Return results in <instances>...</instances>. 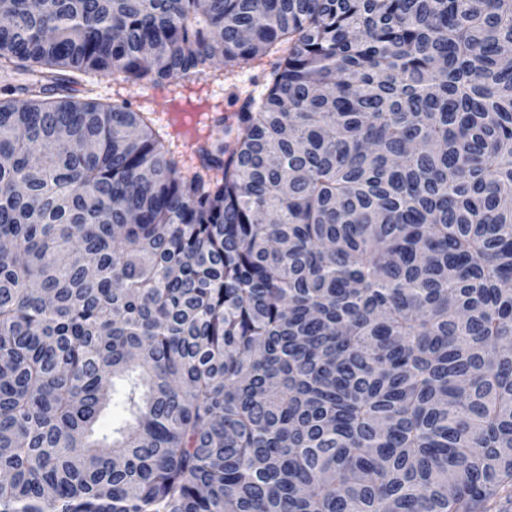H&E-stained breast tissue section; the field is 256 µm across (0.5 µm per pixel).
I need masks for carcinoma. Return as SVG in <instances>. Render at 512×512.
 Masks as SVG:
<instances>
[{"mask_svg": "<svg viewBox=\"0 0 512 512\" xmlns=\"http://www.w3.org/2000/svg\"><path fill=\"white\" fill-rule=\"evenodd\" d=\"M511 45L512 0H0V512H508ZM269 55L188 160L69 96Z\"/></svg>", "mask_w": 512, "mask_h": 512, "instance_id": "carcinoma-1", "label": "carcinoma"}]
</instances>
